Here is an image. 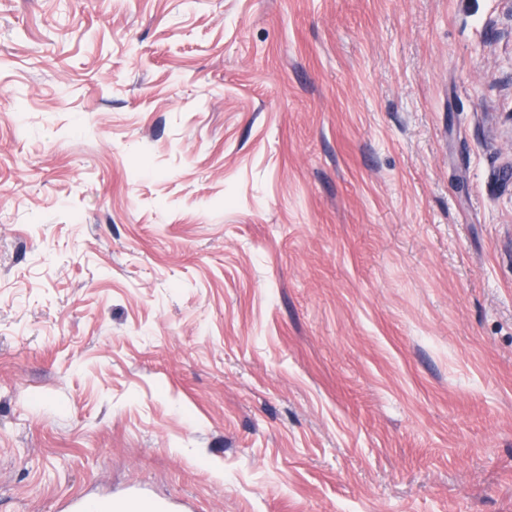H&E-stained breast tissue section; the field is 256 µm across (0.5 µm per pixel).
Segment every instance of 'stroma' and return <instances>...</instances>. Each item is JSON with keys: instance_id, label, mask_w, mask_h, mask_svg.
<instances>
[{"instance_id": "1", "label": "stroma", "mask_w": 512, "mask_h": 512, "mask_svg": "<svg viewBox=\"0 0 512 512\" xmlns=\"http://www.w3.org/2000/svg\"><path fill=\"white\" fill-rule=\"evenodd\" d=\"M512 512V0H0V512ZM138 497L137 493H131L109 501L104 507H99L94 502L75 498L70 501L65 510L69 512H137L141 511Z\"/></svg>"}]
</instances>
